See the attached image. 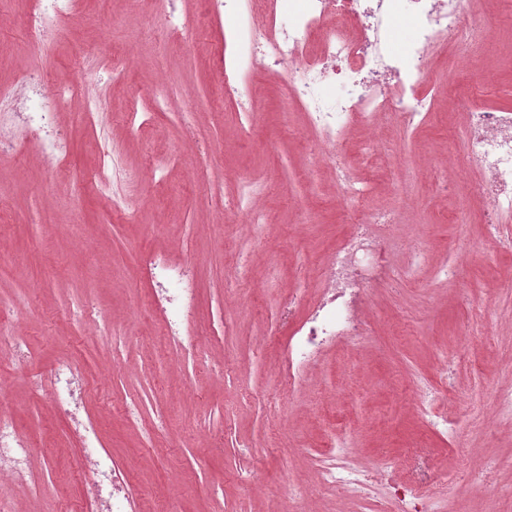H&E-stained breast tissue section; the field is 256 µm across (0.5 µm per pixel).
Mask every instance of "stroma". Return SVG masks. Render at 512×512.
I'll list each match as a JSON object with an SVG mask.
<instances>
[{
	"label": "stroma",
	"mask_w": 512,
	"mask_h": 512,
	"mask_svg": "<svg viewBox=\"0 0 512 512\" xmlns=\"http://www.w3.org/2000/svg\"><path fill=\"white\" fill-rule=\"evenodd\" d=\"M30 2L0 0V85L33 67L52 85H94L101 107L90 120L83 98L64 107L72 148L63 170L27 149L0 157V252L13 257L0 270V307L15 312L27 352L20 359L0 346V415L28 438L47 486L21 499L0 483V499H18L21 512H81V451L35 384L66 358L80 367L88 416L133 485L132 512L305 507L313 462L334 438L365 474L402 460L398 475L420 483L431 512H512V421L493 413L495 386L512 382V251L477 222L475 164L441 187L437 161L454 154L462 115L379 129L388 155L365 175L379 184L374 206L409 203L393 228L403 242L395 263L416 267L417 277L369 288L372 339L329 350L290 387L282 345L303 311L288 300L319 295L326 258L348 226L304 112L280 107L285 79L254 76L250 111L225 100L213 67L224 17L211 0H176L188 31L175 44L147 29L150 0H81L40 50L24 26ZM114 52L128 58L124 78L95 80L94 59ZM511 59L505 17L454 79L478 81L479 104L512 109ZM144 86L164 99L141 94ZM106 144L123 172L101 191L90 178ZM201 145L210 158L198 157ZM242 197L263 207L265 223L237 212ZM157 251L196 276L194 354L168 340L150 307L142 260ZM458 261L460 286L437 274ZM87 300L120 334V352L84 321ZM419 380L440 407L454 406V436L416 413ZM448 472L451 484L436 493ZM488 480L496 496L481 494Z\"/></svg>",
	"instance_id": "1"
}]
</instances>
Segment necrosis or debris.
Here are the masks:
<instances>
[{
  "label": "necrosis or debris",
  "mask_w": 512,
  "mask_h": 512,
  "mask_svg": "<svg viewBox=\"0 0 512 512\" xmlns=\"http://www.w3.org/2000/svg\"><path fill=\"white\" fill-rule=\"evenodd\" d=\"M74 0H32L25 26L34 46L66 24ZM409 16L412 39L401 47L391 41L394 17ZM224 55L218 73L226 99L244 103L250 80L257 72L276 69L290 73L293 105L306 113L312 130L328 155L337 185V207L350 211L355 221L336 245L327 264L324 297L310 307L288 338V380L304 379L322 348L337 341L372 333L364 290L395 276L413 278V269H398L388 250L399 242L391 228L395 210H371L368 180L346 162L344 145L353 124L373 126L385 120L406 129L422 124L433 100L425 77L429 61L442 56L436 72L447 80L454 54L470 51L489 23L488 16L471 12L469 0H224ZM342 88L329 97L326 85ZM76 84L54 87L42 73L23 70L17 81L0 86V156L15 154L28 145L44 162L59 163L70 152V141L58 126L67 100L79 95ZM477 89L457 86L449 108L467 115L462 153L445 165L456 176L466 162H475L479 178L471 192L484 207L482 222L493 236L512 225V109L477 104ZM145 268L153 282L178 284L177 296L159 297L160 315L170 303L192 309L197 288L186 269L152 255ZM50 400L74 424L83 450L87 512H128L131 486L122 480L108 454L103 453L96 427L83 420L82 378L77 366L58 361L49 371ZM316 481L321 487L341 488L353 498L374 499L375 512H424L418 487L387 484V494L373 498L375 483L363 478L350 459L349 449L317 458ZM0 479L30 494L42 486L29 462L27 443L15 422L0 418Z\"/></svg>",
  "instance_id": "4bbe7bcc"
}]
</instances>
